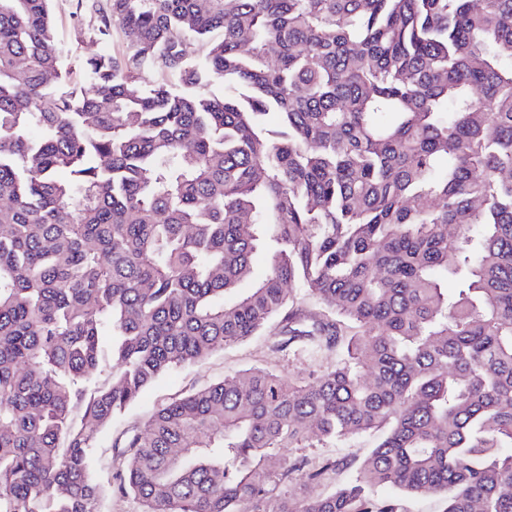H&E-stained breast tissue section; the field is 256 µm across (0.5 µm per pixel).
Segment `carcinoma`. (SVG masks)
Returning <instances> with one entry per match:
<instances>
[{"label":"carcinoma","instance_id":"cac0c4a2","mask_svg":"<svg viewBox=\"0 0 512 512\" xmlns=\"http://www.w3.org/2000/svg\"><path fill=\"white\" fill-rule=\"evenodd\" d=\"M50 2L0 0V512H512V0H109L126 43L47 110ZM276 320L335 362L167 401L94 481L145 388ZM371 443L372 440H359L352 443L334 445L332 443L322 442L321 444V442L314 441V444L317 445L315 448H305L302 450L285 448L282 452L288 458H293L300 454H307L311 457L319 455H349L355 459V464H358L367 453Z\"/></svg>","mask_w":512,"mask_h":512}]
</instances>
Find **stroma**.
I'll use <instances>...</instances> for the list:
<instances>
[{
  "instance_id": "1",
  "label": "stroma",
  "mask_w": 512,
  "mask_h": 512,
  "mask_svg": "<svg viewBox=\"0 0 512 512\" xmlns=\"http://www.w3.org/2000/svg\"><path fill=\"white\" fill-rule=\"evenodd\" d=\"M106 7L107 0H51L57 46L68 77L44 99V108H53L58 97L74 95L88 87L84 64L86 58L104 49L95 29L99 15ZM274 341V332L268 331L231 347L216 348L207 358L174 368L158 378L98 435L93 461L96 481L108 485L111 480L109 463L115 444L128 431L144 429L148 417L161 402L252 367L268 368L285 376L306 377L319 374L329 364L328 358L314 357L302 350H279Z\"/></svg>"
}]
</instances>
